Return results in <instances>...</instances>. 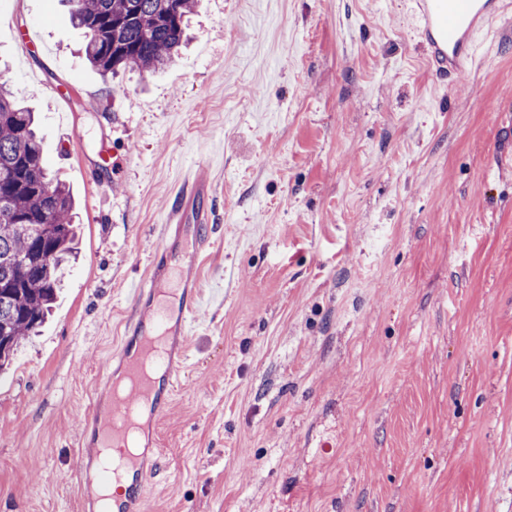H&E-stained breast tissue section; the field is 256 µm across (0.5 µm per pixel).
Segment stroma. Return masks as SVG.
Wrapping results in <instances>:
<instances>
[{
	"mask_svg": "<svg viewBox=\"0 0 512 512\" xmlns=\"http://www.w3.org/2000/svg\"><path fill=\"white\" fill-rule=\"evenodd\" d=\"M189 33L105 77L62 0H0V77L80 228L0 376V512H81L85 413L192 166L215 244L150 512H512V11L451 80L408 0H199Z\"/></svg>",
	"mask_w": 512,
	"mask_h": 512,
	"instance_id": "obj_1",
	"label": "stroma"
}]
</instances>
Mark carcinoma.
I'll list each match as a JSON object with an SVG mask.
<instances>
[{
    "label": "carcinoma",
    "mask_w": 512,
    "mask_h": 512,
    "mask_svg": "<svg viewBox=\"0 0 512 512\" xmlns=\"http://www.w3.org/2000/svg\"><path fill=\"white\" fill-rule=\"evenodd\" d=\"M102 76L156 73L178 54L196 0H67ZM70 190L46 167L34 113L0 83V371L38 333L77 237Z\"/></svg>",
    "instance_id": "obj_1"
}]
</instances>
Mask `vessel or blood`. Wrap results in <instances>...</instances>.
Listing matches in <instances>:
<instances>
[{
	"mask_svg": "<svg viewBox=\"0 0 512 512\" xmlns=\"http://www.w3.org/2000/svg\"><path fill=\"white\" fill-rule=\"evenodd\" d=\"M436 71L456 76L472 53L477 31L502 10V0H411ZM211 192L204 169L189 171L174 193L151 255L149 276L133 290L134 313L125 325L118 362L101 386L112 396L108 410L93 406L79 436L72 470L78 486L91 475L101 483L124 476L112 495V512H147L149 480L162 471V453L149 426L139 423L141 404L153 419L171 404L186 360L191 323L203 294L200 260L212 247L215 216L204 201Z\"/></svg>",
	"mask_w": 512,
	"mask_h": 512,
	"instance_id": "1",
	"label": "vessel or blood"
}]
</instances>
